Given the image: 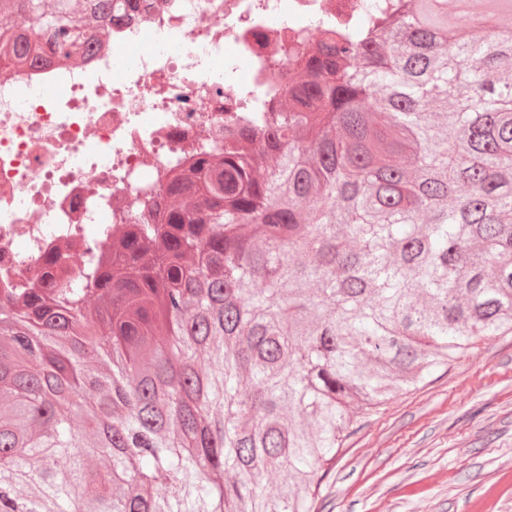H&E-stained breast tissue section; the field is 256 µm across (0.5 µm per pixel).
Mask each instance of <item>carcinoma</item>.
I'll return each mask as SVG.
<instances>
[{
	"label": "carcinoma",
	"mask_w": 512,
	"mask_h": 512,
	"mask_svg": "<svg viewBox=\"0 0 512 512\" xmlns=\"http://www.w3.org/2000/svg\"><path fill=\"white\" fill-rule=\"evenodd\" d=\"M439 2L323 40L112 263L0 300L7 512H312L362 413L512 330V0ZM121 7L0 0L64 57Z\"/></svg>",
	"instance_id": "cac0c4a2"
}]
</instances>
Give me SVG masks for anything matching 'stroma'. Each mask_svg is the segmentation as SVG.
<instances>
[{
  "label": "stroma",
  "instance_id": "35a3bbf8",
  "mask_svg": "<svg viewBox=\"0 0 512 512\" xmlns=\"http://www.w3.org/2000/svg\"><path fill=\"white\" fill-rule=\"evenodd\" d=\"M313 512H512V333L362 415Z\"/></svg>",
  "mask_w": 512,
  "mask_h": 512
}]
</instances>
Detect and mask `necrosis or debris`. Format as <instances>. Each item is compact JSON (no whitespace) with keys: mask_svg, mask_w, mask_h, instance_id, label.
I'll return each instance as SVG.
<instances>
[{"mask_svg":"<svg viewBox=\"0 0 512 512\" xmlns=\"http://www.w3.org/2000/svg\"><path fill=\"white\" fill-rule=\"evenodd\" d=\"M129 2L89 53L0 56V289L46 296L107 264L173 174L281 107L289 49L360 25L369 0Z\"/></svg>","mask_w":512,"mask_h":512,"instance_id":"obj_1","label":"necrosis or debris"}]
</instances>
